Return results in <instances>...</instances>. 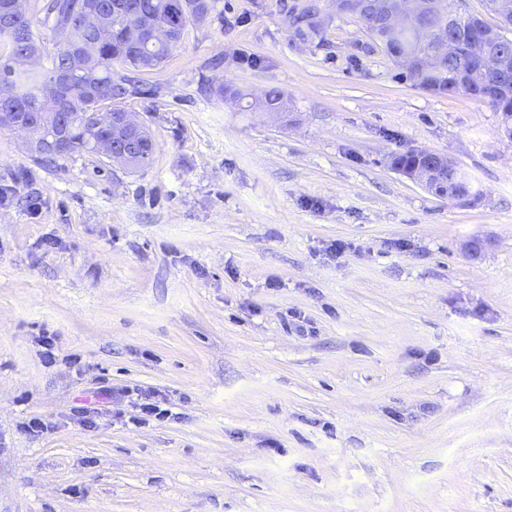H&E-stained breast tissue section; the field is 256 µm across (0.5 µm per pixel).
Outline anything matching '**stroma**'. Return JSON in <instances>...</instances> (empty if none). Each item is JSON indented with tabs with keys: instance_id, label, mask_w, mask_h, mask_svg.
<instances>
[{
	"instance_id": "stroma-1",
	"label": "stroma",
	"mask_w": 512,
	"mask_h": 512,
	"mask_svg": "<svg viewBox=\"0 0 512 512\" xmlns=\"http://www.w3.org/2000/svg\"><path fill=\"white\" fill-rule=\"evenodd\" d=\"M302 2L215 0L133 73L146 167L0 129V512H512V138L330 0L300 42ZM131 389L173 418L128 425ZM309 7L302 10L293 8L288 16L293 36L304 43L321 44L324 41V27L321 21L310 18ZM60 119L61 123L54 134L38 135L31 138L30 141V147L35 152L38 151L41 153L43 149H51L60 154V156L38 154L39 158L47 163L55 162L58 157H62L68 153L67 149L69 147V141L66 136V130L69 125V120L65 119L64 116H60ZM413 154L417 159V163L415 165L408 168H399L395 165L394 156H392L390 159L391 167L402 176L428 190V187L434 181L437 171L442 167H446L448 169V165H453L457 168L461 179L469 185L471 191L469 199L471 204H475L480 200L481 195L477 191L472 190L470 182L465 174L461 172L457 165L447 155L436 153L424 148H414Z\"/></svg>"
}]
</instances>
